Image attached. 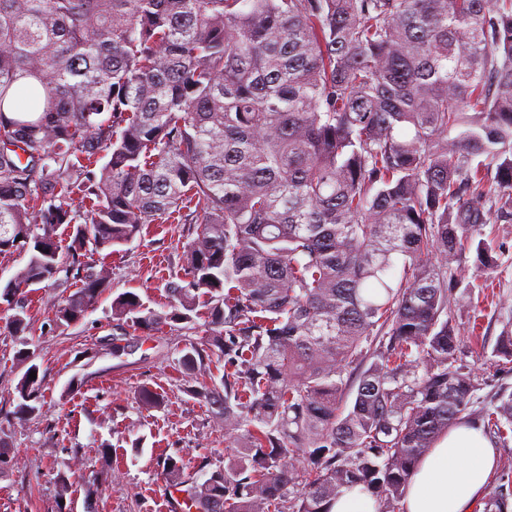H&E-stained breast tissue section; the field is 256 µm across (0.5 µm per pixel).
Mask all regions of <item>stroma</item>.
Returning <instances> with one entry per match:
<instances>
[{
  "label": "stroma",
  "mask_w": 512,
  "mask_h": 512,
  "mask_svg": "<svg viewBox=\"0 0 512 512\" xmlns=\"http://www.w3.org/2000/svg\"><path fill=\"white\" fill-rule=\"evenodd\" d=\"M482 231L500 267H482L470 252L460 274L467 283H492L508 303L487 305L475 336L462 290L454 291L450 314L458 333L455 364L474 376L479 407L512 393V371L491 359L502 331L512 329V223ZM194 235L190 224H152L112 256L87 250V262L106 264L109 284L83 320L70 327L54 322L58 303L78 288L61 274L31 292L25 334L0 327V443L9 460L0 470V512H173L164 458L183 460L185 480L200 482L202 461L216 467L230 455L234 442L223 416L189 393L194 376L179 363L185 348L201 341L203 318L145 333L112 316L113 299L129 291L167 310L165 285L179 275ZM22 349L33 352L44 384L39 412L21 422L14 410ZM146 388L161 395L160 406H142Z\"/></svg>",
  "instance_id": "obj_1"
}]
</instances>
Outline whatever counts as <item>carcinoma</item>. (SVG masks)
Returning a JSON list of instances; mask_svg holds the SVG:
<instances>
[{"label": "carcinoma", "mask_w": 512, "mask_h": 512, "mask_svg": "<svg viewBox=\"0 0 512 512\" xmlns=\"http://www.w3.org/2000/svg\"><path fill=\"white\" fill-rule=\"evenodd\" d=\"M504 186L512 0H0V253L29 252L0 289L5 328L61 272L81 286L56 323L85 316L108 279L87 244L195 225L171 312L112 301L144 331L206 308L179 363L236 454L202 483L165 458L187 512H330L355 486L397 512L474 404L448 309L463 254L498 266L473 232L512 223ZM493 354L512 364L511 330ZM18 360L21 420L42 378ZM499 401L473 415L502 438ZM508 509L501 489L484 506Z\"/></svg>", "instance_id": "1"}]
</instances>
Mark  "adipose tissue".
I'll return each instance as SVG.
<instances>
[{"label":"adipose tissue","instance_id":"1","mask_svg":"<svg viewBox=\"0 0 512 512\" xmlns=\"http://www.w3.org/2000/svg\"><path fill=\"white\" fill-rule=\"evenodd\" d=\"M495 467L496 452L482 429L458 422L412 472L402 512H475Z\"/></svg>","mask_w":512,"mask_h":512}]
</instances>
